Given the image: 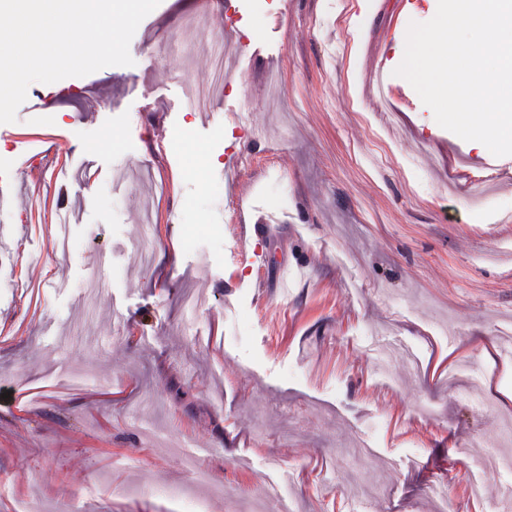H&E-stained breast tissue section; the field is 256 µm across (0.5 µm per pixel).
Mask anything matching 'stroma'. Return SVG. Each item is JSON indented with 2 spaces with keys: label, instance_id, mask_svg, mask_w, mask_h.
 <instances>
[{
  "label": "stroma",
  "instance_id": "stroma-1",
  "mask_svg": "<svg viewBox=\"0 0 512 512\" xmlns=\"http://www.w3.org/2000/svg\"><path fill=\"white\" fill-rule=\"evenodd\" d=\"M437 5L212 0L217 29L161 0L133 66L29 86L0 124V512H278L279 483L293 512H437L440 482L498 512L512 472L470 486L512 458V156L394 74ZM228 28L234 72L198 110L184 88ZM55 209L77 213L61 237Z\"/></svg>",
  "mask_w": 512,
  "mask_h": 512
}]
</instances>
